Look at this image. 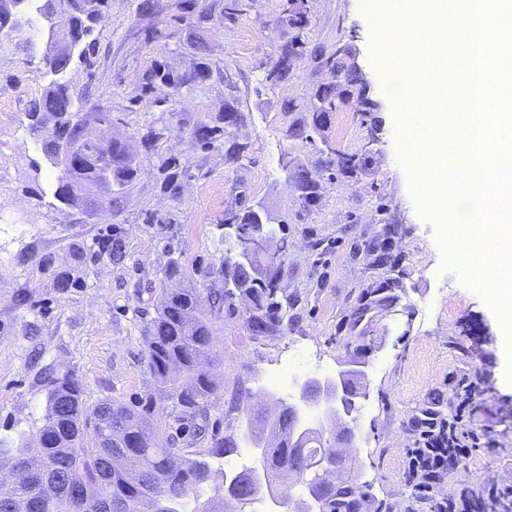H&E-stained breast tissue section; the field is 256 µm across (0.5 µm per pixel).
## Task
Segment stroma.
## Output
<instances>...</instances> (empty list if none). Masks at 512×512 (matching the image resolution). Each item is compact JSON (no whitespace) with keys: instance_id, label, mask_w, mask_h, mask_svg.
Wrapping results in <instances>:
<instances>
[{"instance_id":"1","label":"stroma","mask_w":512,"mask_h":512,"mask_svg":"<svg viewBox=\"0 0 512 512\" xmlns=\"http://www.w3.org/2000/svg\"><path fill=\"white\" fill-rule=\"evenodd\" d=\"M140 2L112 0L95 28L93 67L76 61L66 75L85 111L111 113L103 138L129 142L140 166L111 213L91 219L56 208L59 171L28 127L26 112L49 82V24L0 34V201L13 209L12 223L0 224V465L42 426L47 374L77 379L90 407L152 392L143 336L161 290L174 285L171 263L198 287L220 285L224 214L260 201L287 242L279 285L296 303L287 335L272 341L252 340L241 317L217 319L225 386L245 384L261 404L295 403L316 368L360 365L365 395L345 419L360 434L351 474L394 504L413 494L404 476L413 418L448 401L450 375H482L477 419L500 431L503 446L475 450L433 495L512 481V381L501 326L411 194L393 106L403 76L375 64L364 0L308 2L310 46L352 47L377 103L368 121L356 101L341 103L312 143L290 136V127L311 123L317 88L345 78L304 52L291 58L287 83H265L288 40L281 0H153L149 10ZM158 64L177 74L204 64L209 77L179 89L147 84ZM230 101L243 115L230 131L247 146L240 163L226 161L223 142L205 147L194 136L199 125H223ZM344 153L362 155L365 166L343 172ZM171 169L174 192L165 187ZM297 170L321 185L312 206L297 196ZM374 247L386 265L374 263ZM297 351L307 359L296 381L268 385L270 365Z\"/></svg>"}]
</instances>
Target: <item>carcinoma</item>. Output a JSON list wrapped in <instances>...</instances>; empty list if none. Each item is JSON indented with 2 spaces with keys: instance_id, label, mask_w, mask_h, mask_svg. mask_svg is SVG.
Wrapping results in <instances>:
<instances>
[{
  "instance_id": "cac0c4a2",
  "label": "carcinoma",
  "mask_w": 512,
  "mask_h": 512,
  "mask_svg": "<svg viewBox=\"0 0 512 512\" xmlns=\"http://www.w3.org/2000/svg\"><path fill=\"white\" fill-rule=\"evenodd\" d=\"M76 7L70 17L69 37L78 58L87 59L83 47L94 25L102 21L110 7L109 0H44L39 13L47 22L63 7ZM282 13L291 29L288 54L305 51L309 23L305 0H283ZM315 57L349 76V87L357 95L365 93V83L350 63L349 52L336 50L325 55L314 50ZM71 59L56 46H47L43 55L46 73L51 79L41 97L34 101L28 117L30 129L51 121L54 136L76 146L75 164L67 174L58 176L56 200L65 206H77L91 196L107 203L121 197L138 173L130 145L122 141L105 143L94 125L112 122L108 112H96L92 118L81 115L83 103L64 79ZM206 68L186 75H172L153 70L147 82L165 79L176 87L205 78ZM319 103L310 105V128H293L291 135L313 140L321 134L325 113L336 108V89L325 87L317 92ZM195 135L205 144L228 137L220 126H200ZM267 210L258 202L224 214V286L207 289L210 315L201 312V289L191 285L166 289L150 319L145 346L147 368L164 396L159 413L153 394L126 405L104 400L93 407L85 404L80 383L68 375L50 382L46 396L44 424L39 428L37 447L20 448L8 467L19 481L8 491L0 490V512H17L21 500L27 512H143L141 503L151 498V512H241L250 503V475L258 468L268 469L265 458L258 457L251 466L238 472L227 485V495L218 500L200 501L201 490L214 480L209 458L239 454L235 441L237 414L241 399L252 389L238 385L233 401L224 409V427L211 421L209 407L220 388L221 359L214 351L213 316L236 313L233 297L248 301L243 316L251 339L265 341L280 338L288 331V309L292 303L282 289L275 287L281 267L265 268L260 259L249 263H231L238 241L259 231L276 241L275 227L258 223ZM206 442L194 448L182 435ZM307 447L288 449L287 466L271 474L278 481L288 476L294 466L298 474L292 485L302 489L313 502L308 512H359L361 505L369 512H393V506L377 498L372 486L350 482L341 485L319 470L326 448L318 434L307 437Z\"/></svg>"
}]
</instances>
